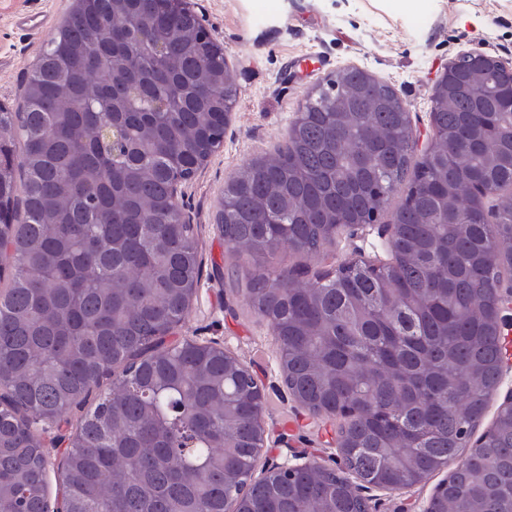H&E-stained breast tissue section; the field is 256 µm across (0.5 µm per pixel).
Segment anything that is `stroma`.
Returning <instances> with one entry per match:
<instances>
[{
  "label": "stroma",
  "mask_w": 512,
  "mask_h": 512,
  "mask_svg": "<svg viewBox=\"0 0 512 512\" xmlns=\"http://www.w3.org/2000/svg\"><path fill=\"white\" fill-rule=\"evenodd\" d=\"M72 0H0V104L23 105L25 81ZM207 31L223 45L239 86L224 143L184 182L178 202L199 235L202 277L185 320L166 343L189 337L224 348L250 367L266 390L264 447L254 468L262 477L293 457L315 456L338 468V421L305 415L281 382L279 344L269 325L251 315L242 295L224 284L231 254L217 224L224 187L249 160L285 144L309 90L348 67L368 71L404 100L420 142L431 135L432 86L459 53L478 49L512 59V0H422L417 10L401 0H191ZM391 221L383 212L379 224ZM379 224L343 230L316 255L281 249L277 267L313 279L343 260L389 259ZM66 424L43 434L50 502L62 493L60 466L69 446ZM401 490L363 489L372 512H411L444 479Z\"/></svg>",
  "instance_id": "obj_1"
}]
</instances>
